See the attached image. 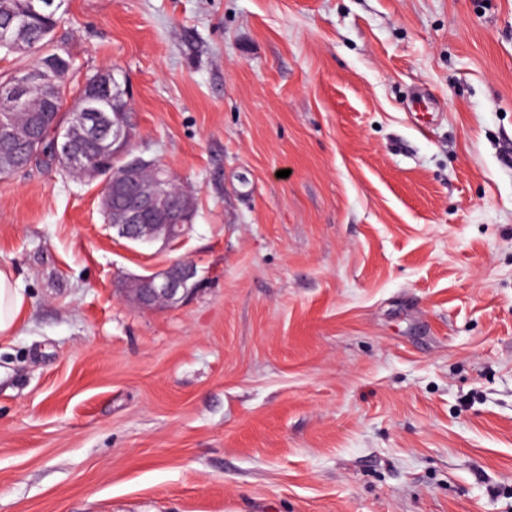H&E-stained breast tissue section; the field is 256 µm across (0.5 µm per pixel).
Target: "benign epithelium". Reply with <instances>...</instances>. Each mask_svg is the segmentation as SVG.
Returning a JSON list of instances; mask_svg holds the SVG:
<instances>
[{
  "instance_id": "benign-epithelium-1",
  "label": "benign epithelium",
  "mask_w": 512,
  "mask_h": 512,
  "mask_svg": "<svg viewBox=\"0 0 512 512\" xmlns=\"http://www.w3.org/2000/svg\"><path fill=\"white\" fill-rule=\"evenodd\" d=\"M62 3L63 0H27L19 5L14 0H0V13L6 15V21L0 24V43L12 47L28 44L31 17L56 12ZM59 79L60 73L54 69H27L0 84V99L20 103L38 95L46 100L53 95ZM105 96L115 102L129 98L110 69L98 71L93 82L77 92L73 124L53 133L54 161L67 168L85 169L93 166V156L98 153L122 159L128 156L132 137L129 107L101 111L97 102ZM43 138L41 113L31 112L18 123L10 113L1 112L0 174L23 170L39 160L41 154L30 151V146ZM146 166L154 170L150 180L142 175ZM170 183L168 172L156 161L139 156L126 162L119 176L106 180L102 208H108L114 196L126 199L124 208L112 211V228L120 237L139 243L169 244L181 235L184 226L193 221L194 202L182 190L172 195ZM196 276L193 263L174 260L159 272L131 279L125 294L142 308L173 306L189 296V285Z\"/></svg>"
}]
</instances>
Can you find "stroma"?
<instances>
[{"label": "stroma", "mask_w": 512, "mask_h": 512, "mask_svg": "<svg viewBox=\"0 0 512 512\" xmlns=\"http://www.w3.org/2000/svg\"><path fill=\"white\" fill-rule=\"evenodd\" d=\"M60 15L196 215L134 244L104 177L0 174V512H512V0ZM196 276L197 269L193 263L178 259L164 270L131 279L124 291L127 297L142 308L173 306L189 296L193 290L189 285ZM25 297L13 273L0 267V335L11 336L18 326Z\"/></svg>", "instance_id": "stroma-1"}]
</instances>
